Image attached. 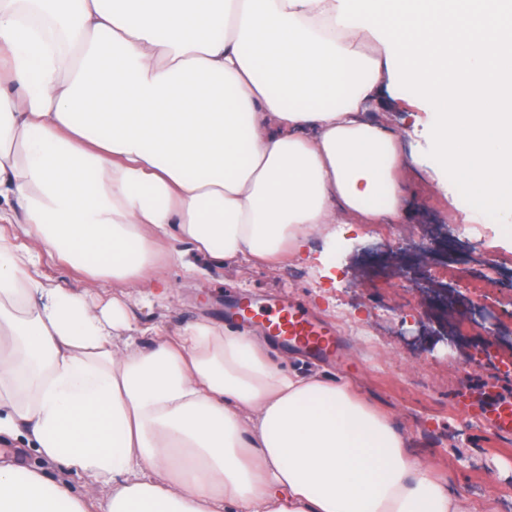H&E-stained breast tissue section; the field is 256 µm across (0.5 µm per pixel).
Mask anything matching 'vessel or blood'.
<instances>
[{"label":"vessel or blood","instance_id":"b4317fda","mask_svg":"<svg viewBox=\"0 0 512 512\" xmlns=\"http://www.w3.org/2000/svg\"><path fill=\"white\" fill-rule=\"evenodd\" d=\"M260 313L268 331L285 341L320 353L331 352L335 346L331 330L312 322L298 307L283 304Z\"/></svg>","mask_w":512,"mask_h":512}]
</instances>
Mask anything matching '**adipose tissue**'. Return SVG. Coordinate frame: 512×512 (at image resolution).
Instances as JSON below:
<instances>
[{"instance_id":"adipose-tissue-1","label":"adipose tissue","mask_w":512,"mask_h":512,"mask_svg":"<svg viewBox=\"0 0 512 512\" xmlns=\"http://www.w3.org/2000/svg\"><path fill=\"white\" fill-rule=\"evenodd\" d=\"M387 83L512 234V0H0V512H465L349 381L119 296H165L179 244L330 270L313 231L402 223ZM43 277L61 285L64 288H81L83 275L69 268L58 265L46 252L40 268Z\"/></svg>"}]
</instances>
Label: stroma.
<instances>
[{
    "label": "stroma",
    "mask_w": 512,
    "mask_h": 512,
    "mask_svg": "<svg viewBox=\"0 0 512 512\" xmlns=\"http://www.w3.org/2000/svg\"><path fill=\"white\" fill-rule=\"evenodd\" d=\"M385 117L406 131L410 211L406 223L391 226L388 248L373 252L363 230L350 233L336 248L332 288L296 261L275 268L212 265L204 277L171 264L162 274L176 289L134 313L141 325L172 334L192 321L223 322L224 303L232 298L301 305L335 329L340 351L321 358L282 345L285 367L350 380L406 428L411 448L466 499L470 512H504V503L512 502V436L499 435L484 409L495 400L512 403V240L490 214L464 223L451 197L431 182L425 165L436 156L423 134L429 122L423 104L400 91ZM411 239L424 242L431 255L423 259L404 250ZM442 283L456 289L447 302L421 292ZM477 306L495 311L494 326L473 320ZM443 326L446 341L432 335ZM484 349L492 352V363L471 364Z\"/></svg>",
    "instance_id": "stroma-1"
}]
</instances>
